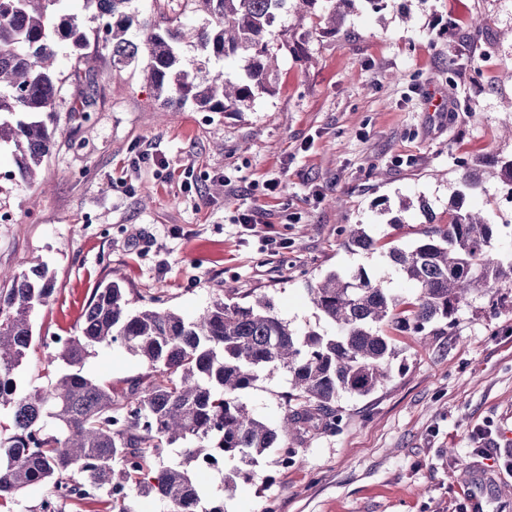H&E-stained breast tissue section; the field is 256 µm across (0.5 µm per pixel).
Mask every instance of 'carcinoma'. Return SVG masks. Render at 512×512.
<instances>
[{
    "label": "carcinoma",
    "instance_id": "obj_1",
    "mask_svg": "<svg viewBox=\"0 0 512 512\" xmlns=\"http://www.w3.org/2000/svg\"><path fill=\"white\" fill-rule=\"evenodd\" d=\"M63 2L0 0V143L13 144L17 174L29 185L56 145L64 83L92 87L103 77L102 58L115 72L140 69L163 106L239 111L274 91L277 51L290 32L279 21L289 9L317 19L293 41L303 57L312 35L336 33L341 8L353 0H163L180 15L204 14L205 23L191 31L176 17L142 16L133 0H85L96 10L95 52L78 55L64 78L56 69L58 46L82 49L88 37ZM188 46L199 52L193 67L184 63ZM229 57L244 62L242 72L224 71ZM461 167L464 186L477 188V166ZM420 211L428 224L422 238L387 252L401 278L419 289L412 302L361 269L332 273L311 288L335 329L328 334L294 329L266 297L239 303L231 286L194 319L152 306L131 311L125 289L111 281L95 290L77 334L49 356L67 371L33 395L18 392L15 370L35 342L33 318L54 293V274L37 264L0 275V408L10 409L13 429L0 438V506L32 488L48 495L74 485L73 505L116 490L125 500L154 495L169 512H197L201 460H237L246 478V467L271 448L283 464L295 463V442L335 424L340 394L365 396L389 378L396 357L390 333L433 336V325L452 324L474 292L512 284V260L491 256L495 225L464 207L463 194L451 202L446 224L433 223L424 200ZM348 238L363 250L379 247L362 229L349 230ZM104 344L120 345L151 371L114 392L112 383L84 371L91 350ZM268 368L288 376V405L275 426L239 399ZM179 441L189 443L192 468L157 464Z\"/></svg>",
    "mask_w": 512,
    "mask_h": 512
}]
</instances>
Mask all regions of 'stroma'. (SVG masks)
Wrapping results in <instances>:
<instances>
[{"instance_id":"obj_1","label":"stroma","mask_w":512,"mask_h":512,"mask_svg":"<svg viewBox=\"0 0 512 512\" xmlns=\"http://www.w3.org/2000/svg\"><path fill=\"white\" fill-rule=\"evenodd\" d=\"M478 16L487 20L479 32ZM479 44L494 67H478ZM278 56L274 94L241 112L161 107L140 70L116 74L103 62L88 119L61 122L35 185L15 176L13 145H0V172L10 174L0 180V269L42 263L56 274L34 321L40 341L16 373L21 393L61 369L47 360L60 350L55 337L78 329L95 288L111 280L132 308L190 319L230 285L238 302L268 295L293 328L327 333L309 286L331 273L362 269L415 298L385 251L420 239L419 200L447 223L463 159L483 164L466 206L498 224L493 257L512 255V202L489 165L512 159V0H383L378 9L354 0L306 58ZM436 95L445 110L430 111ZM251 209L260 216L247 230L237 219ZM354 226L379 250L350 245ZM270 236L278 247L266 246ZM393 343L384 386L341 394L336 428L310 431L294 465L281 466L273 449L245 479L225 460L202 479V512L216 501L224 512H473L471 489L483 491V512H512V472L492 465L512 451V285L473 295L425 344ZM85 370L121 389L148 366L114 345L96 347ZM287 391V375L267 370L240 398L272 424ZM479 430L494 441L485 457L473 452Z\"/></svg>"}]
</instances>
